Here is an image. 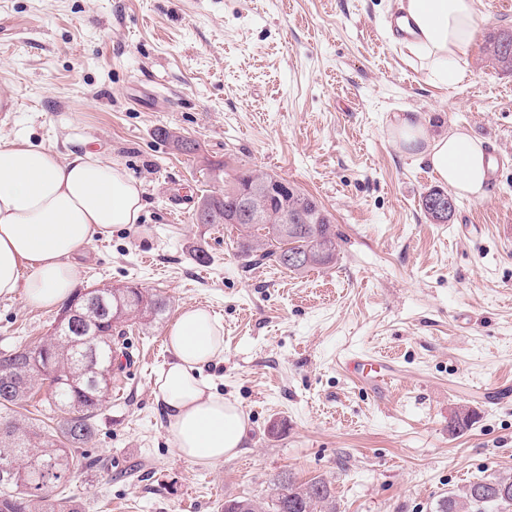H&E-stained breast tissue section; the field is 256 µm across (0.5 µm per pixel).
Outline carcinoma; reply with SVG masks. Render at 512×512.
<instances>
[{
  "label": "carcinoma",
  "instance_id": "cac0c4a2",
  "mask_svg": "<svg viewBox=\"0 0 512 512\" xmlns=\"http://www.w3.org/2000/svg\"><path fill=\"white\" fill-rule=\"evenodd\" d=\"M485 53L498 68L512 71V31L488 36ZM255 177L246 170L224 182V198L211 223L223 224L233 213L232 189ZM296 223L282 232L278 224H237L241 255L276 263L294 272L326 266L336 257V232L315 200L295 212ZM310 255L301 267L284 260L287 254ZM167 299L151 295L143 307L137 288L112 291L94 288L74 297L51 336L37 346L40 366L31 364L24 348L0 352V512H82L77 501L58 492L76 474L101 467L100 460L83 449L97 433L96 418L106 401L109 380L116 375L117 355L128 356L126 323L165 312ZM37 416L20 409L38 392ZM263 512H336L330 483L313 478L297 483L281 478ZM435 512H512V474L474 481L462 492H450Z\"/></svg>",
  "mask_w": 512,
  "mask_h": 512
}]
</instances>
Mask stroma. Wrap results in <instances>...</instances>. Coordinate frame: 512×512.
Returning <instances> with one entry per match:
<instances>
[{"mask_svg":"<svg viewBox=\"0 0 512 512\" xmlns=\"http://www.w3.org/2000/svg\"><path fill=\"white\" fill-rule=\"evenodd\" d=\"M398 0H0V136L91 148L139 180V223L95 239L76 293L131 283L169 300L136 321L133 360L87 446L111 472L73 478L83 512H219L283 474L330 482L339 512H435L512 472V161L482 199L431 223L429 168L389 138L395 113L512 153V73L485 55L512 0H478L466 81L433 82L389 38ZM164 127L196 145L157 139ZM275 174L316 199L335 261L247 262L237 231L193 219L213 167ZM224 326L210 374L248 417L241 451L193 464L167 441L154 381L188 306ZM58 310L0 299V350L50 336ZM384 360L387 380L351 359ZM470 427L450 434L461 409Z\"/></svg>","mask_w":512,"mask_h":512,"instance_id":"stroma-1","label":"stroma"}]
</instances>
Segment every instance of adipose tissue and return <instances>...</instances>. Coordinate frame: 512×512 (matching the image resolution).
I'll use <instances>...</instances> for the list:
<instances>
[{"label":"adipose tissue","mask_w":512,"mask_h":512,"mask_svg":"<svg viewBox=\"0 0 512 512\" xmlns=\"http://www.w3.org/2000/svg\"><path fill=\"white\" fill-rule=\"evenodd\" d=\"M398 7L406 13L400 43L407 61L440 84H461L459 62L477 31L475 0H399ZM389 135L417 151L456 195L485 196L489 160L481 141L457 130L428 135L412 112L399 114ZM143 208L140 183L119 162L88 149L63 154L21 133L0 138V298L56 308L78 282L77 257L96 237L138 223ZM165 345L170 359L153 396L171 445L192 463L238 454L247 418L204 375L224 355L223 325L208 307H189L168 328Z\"/></svg>","instance_id":"1"}]
</instances>
